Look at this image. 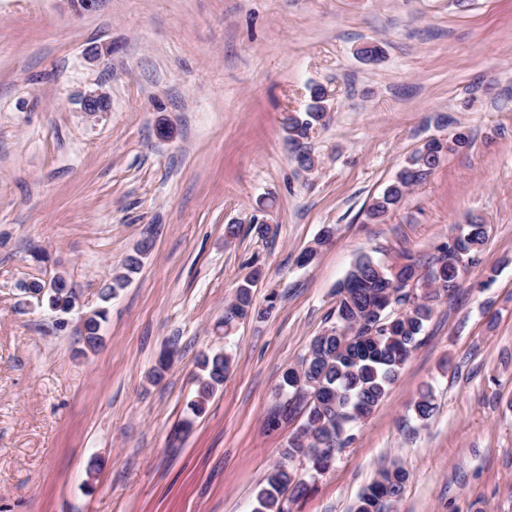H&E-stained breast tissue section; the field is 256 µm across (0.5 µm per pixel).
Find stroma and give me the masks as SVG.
<instances>
[{
  "label": "stroma",
  "mask_w": 512,
  "mask_h": 512,
  "mask_svg": "<svg viewBox=\"0 0 512 512\" xmlns=\"http://www.w3.org/2000/svg\"><path fill=\"white\" fill-rule=\"evenodd\" d=\"M367 42L378 61L357 56ZM99 43L112 57L88 66ZM315 82L331 114L306 171L282 121ZM98 87L110 110L81 111ZM461 129L469 147L365 221L408 155ZM476 218L478 262L293 512H350L395 465L408 481L393 512H512V0H0V512H253L301 422L275 415L280 376L355 259L425 260ZM326 225L332 242L297 265ZM148 234L86 351L78 320ZM256 269L271 314L218 335ZM58 274L81 293L70 314L24 303L22 282ZM216 349L232 359L224 386L182 429L196 358ZM427 386L437 409L421 423Z\"/></svg>",
  "instance_id": "1"
}]
</instances>
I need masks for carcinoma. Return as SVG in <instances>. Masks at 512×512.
Here are the masks:
<instances>
[{
    "instance_id": "carcinoma-1",
    "label": "carcinoma",
    "mask_w": 512,
    "mask_h": 512,
    "mask_svg": "<svg viewBox=\"0 0 512 512\" xmlns=\"http://www.w3.org/2000/svg\"><path fill=\"white\" fill-rule=\"evenodd\" d=\"M305 111L290 112L283 119L285 139L295 147L298 166L309 170L315 160L302 148V141L317 126L328 123L324 85L309 86ZM470 144V135L460 130L453 142L432 138L413 152L395 179L366 210L370 221H379L400 206L409 190L427 179L451 151ZM488 225L474 222L461 227L440 254L425 269L415 263L384 265L368 255L358 257L345 278L336 286V302L329 315V325L311 340L306 354L296 366L286 368L279 389L289 394L288 402L303 411L304 420L280 449L279 460L265 472L256 495L254 512H290L292 505L305 495L308 486L295 469L297 460H307L312 469H329L336 452L354 440V427L367 419L385 398L391 385L413 352L422 344L425 323L438 302L460 286L468 266L477 261L488 235ZM334 232L324 229L315 245L303 255L315 257L328 244ZM154 245L150 236L141 240L124 259L100 291L107 303L126 288L141 270ZM259 273L239 285L235 297L224 305L219 324L228 335L241 322L266 318L274 308L275 297L267 307H254L251 288ZM72 282L63 275L50 284L33 280L25 292L33 293L40 305L63 314L76 306ZM107 310H93L83 318L81 335L86 347L97 350L103 342L102 323ZM231 366V357L223 351L203 354L198 359L197 388L189 409L197 417L205 412L214 393L223 386ZM417 420H429L434 411L433 393L426 388L412 405ZM407 472L400 466L387 468L359 496L352 512H390L392 502L403 493Z\"/></svg>"
}]
</instances>
